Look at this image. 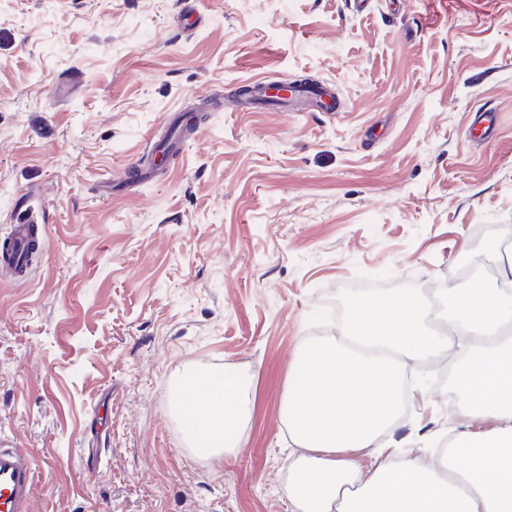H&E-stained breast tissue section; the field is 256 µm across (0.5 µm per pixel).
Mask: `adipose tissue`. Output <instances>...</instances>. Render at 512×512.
<instances>
[{
  "label": "adipose tissue",
  "instance_id": "ef3b65f1",
  "mask_svg": "<svg viewBox=\"0 0 512 512\" xmlns=\"http://www.w3.org/2000/svg\"><path fill=\"white\" fill-rule=\"evenodd\" d=\"M511 326L512 292L484 277L428 299L354 298L335 335L295 358L285 397L291 512H512V337L502 335ZM456 345L453 413L491 429L457 434L442 457L392 446L405 368ZM173 410L196 449L233 453L250 419V384L231 371L188 375Z\"/></svg>",
  "mask_w": 512,
  "mask_h": 512
}]
</instances>
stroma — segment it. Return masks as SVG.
<instances>
[{
    "label": "stroma",
    "mask_w": 512,
    "mask_h": 512,
    "mask_svg": "<svg viewBox=\"0 0 512 512\" xmlns=\"http://www.w3.org/2000/svg\"><path fill=\"white\" fill-rule=\"evenodd\" d=\"M304 79L336 111L229 105ZM193 110L196 140L130 184ZM27 203L45 245L0 280V439L46 464L33 512H288L301 345L371 287L500 276L473 244L512 225V0H0V227ZM452 363L395 440L463 430ZM226 369L251 420L205 457L171 394Z\"/></svg>",
    "instance_id": "1"
}]
</instances>
